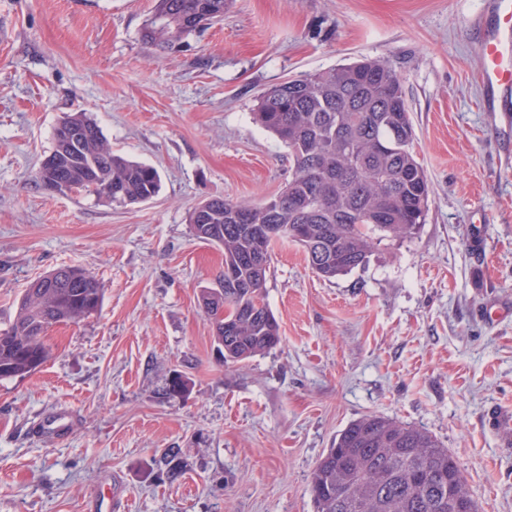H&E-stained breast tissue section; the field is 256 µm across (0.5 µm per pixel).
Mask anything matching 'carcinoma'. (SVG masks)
Here are the masks:
<instances>
[{
	"instance_id": "cac0c4a2",
	"label": "carcinoma",
	"mask_w": 512,
	"mask_h": 512,
	"mask_svg": "<svg viewBox=\"0 0 512 512\" xmlns=\"http://www.w3.org/2000/svg\"><path fill=\"white\" fill-rule=\"evenodd\" d=\"M228 0H155L145 44L162 48L191 35L198 22L224 18ZM255 119L291 150L295 170L275 196L255 202L211 199L189 214L194 231L212 230L207 242L224 247L223 301L216 289L201 304L224 348L226 362L264 353L280 343L279 324L262 292L275 224L298 243L318 276L332 279L366 264L377 242L417 235L425 223L430 183L413 148L414 128L402 84L383 60L363 59L307 73L267 89ZM81 137L54 134L50 154L36 172L43 178L96 194L118 207L159 193L150 165L112 152L97 123L84 112L61 120ZM103 288L78 267L59 268L34 281L18 315L0 331V379L22 377L50 355L48 330L97 311ZM453 455L427 431L365 415L341 431L314 469L310 491L317 512H458L448 499L472 500Z\"/></svg>"
}]
</instances>
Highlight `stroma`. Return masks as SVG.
Masks as SVG:
<instances>
[{"label":"stroma","instance_id":"obj_1","mask_svg":"<svg viewBox=\"0 0 512 512\" xmlns=\"http://www.w3.org/2000/svg\"><path fill=\"white\" fill-rule=\"evenodd\" d=\"M494 2L230 0L221 24L162 51L141 39L154 0H0V330L59 267L104 288L98 311L50 328L41 368L0 379V512H316L313 470L366 414L429 432L480 512H512V449L486 421L512 406V140L480 107ZM363 57L401 80L426 221L330 281L276 243L264 295L281 340L223 363L200 295L222 284L224 252L188 215L280 192L294 163L255 121L261 93ZM73 112L159 171L153 200L36 185ZM176 372L189 390L163 398ZM60 409L70 434L34 438ZM172 448L174 479L159 465Z\"/></svg>","mask_w":512,"mask_h":512}]
</instances>
